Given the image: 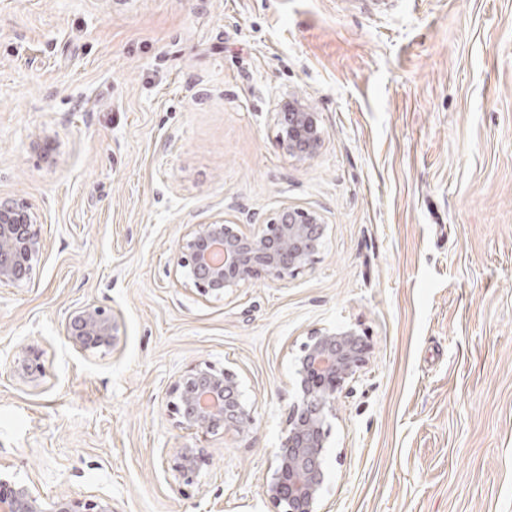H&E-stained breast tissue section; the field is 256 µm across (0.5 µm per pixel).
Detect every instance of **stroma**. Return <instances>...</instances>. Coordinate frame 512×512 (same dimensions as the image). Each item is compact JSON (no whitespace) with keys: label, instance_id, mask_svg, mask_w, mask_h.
<instances>
[{"label":"stroma","instance_id":"stroma-1","mask_svg":"<svg viewBox=\"0 0 512 512\" xmlns=\"http://www.w3.org/2000/svg\"><path fill=\"white\" fill-rule=\"evenodd\" d=\"M291 97L322 130L306 160L279 143ZM0 197L44 244L0 284V471L114 512H275L294 359L351 327L370 353L324 512H512V0H0ZM288 204L325 226L294 278L217 300L176 273L191 225ZM87 303L113 349L66 336ZM205 362L248 433L179 425L171 386ZM187 447L207 462L181 490ZM206 463L203 450L200 448H180L172 461L171 471L178 484L192 485L202 465Z\"/></svg>","mask_w":512,"mask_h":512}]
</instances>
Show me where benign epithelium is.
Masks as SVG:
<instances>
[{"instance_id": "benign-epithelium-1", "label": "benign epithelium", "mask_w": 512, "mask_h": 512, "mask_svg": "<svg viewBox=\"0 0 512 512\" xmlns=\"http://www.w3.org/2000/svg\"><path fill=\"white\" fill-rule=\"evenodd\" d=\"M280 142L288 153L311 156L322 132L315 113L299 98H290L277 113ZM258 230L245 232L218 219L193 224L182 236L175 255L185 282L200 295L221 297L259 275L286 281L311 264L324 234L315 211L287 206L262 218ZM43 248L37 217L22 200L0 201V283L20 285L31 279ZM66 334L82 351L110 350L117 325L112 312L86 304L66 322ZM369 346L353 328H315L308 333L295 360L296 401L288 416L286 435L274 455V470L264 494L276 512H322L328 417L336 395L355 379L368 358ZM179 424L203 436L224 428L245 432L252 409L244 399L237 375L209 363L191 366L171 388ZM206 463L200 448H181L172 461L175 481L194 483ZM0 512H113L112 500L47 497L29 483L0 478Z\"/></svg>"}]
</instances>
